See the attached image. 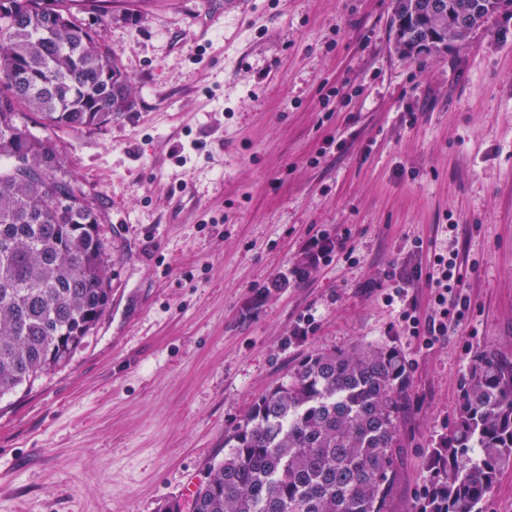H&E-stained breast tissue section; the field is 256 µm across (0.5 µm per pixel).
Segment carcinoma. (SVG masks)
<instances>
[{"label":"carcinoma","instance_id":"cac0c4a2","mask_svg":"<svg viewBox=\"0 0 512 512\" xmlns=\"http://www.w3.org/2000/svg\"><path fill=\"white\" fill-rule=\"evenodd\" d=\"M76 0H0V396L64 362L111 299L100 216L50 132L103 126L134 87ZM500 0H398L404 56L463 43ZM411 366L372 343L306 356L224 438L188 512H397ZM512 468V352L478 351L406 512H482Z\"/></svg>","mask_w":512,"mask_h":512}]
</instances>
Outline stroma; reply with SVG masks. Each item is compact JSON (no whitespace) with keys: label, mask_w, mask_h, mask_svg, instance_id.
<instances>
[{"label":"stroma","mask_w":512,"mask_h":512,"mask_svg":"<svg viewBox=\"0 0 512 512\" xmlns=\"http://www.w3.org/2000/svg\"><path fill=\"white\" fill-rule=\"evenodd\" d=\"M392 2L103 0L134 106L52 137L101 213L112 301L0 397V512H167L305 356L372 342L411 365L399 504L419 491L474 352H512V6L405 57ZM320 234L350 257L272 288ZM434 250L469 308L429 343L403 319L429 313L425 279L390 301L384 275Z\"/></svg>","instance_id":"stroma-1"}]
</instances>
